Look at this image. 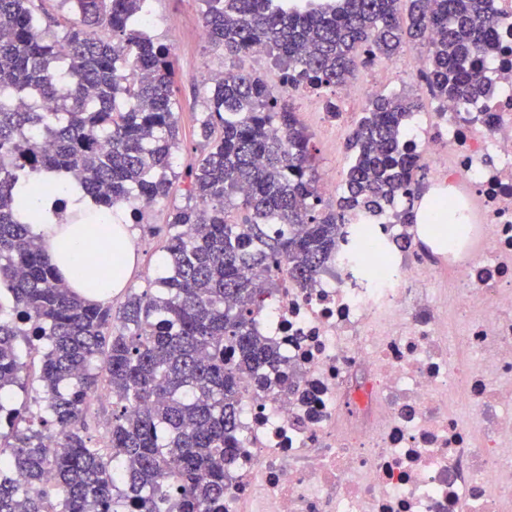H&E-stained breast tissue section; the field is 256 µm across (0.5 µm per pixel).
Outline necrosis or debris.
Instances as JSON below:
<instances>
[{
  "mask_svg": "<svg viewBox=\"0 0 512 512\" xmlns=\"http://www.w3.org/2000/svg\"><path fill=\"white\" fill-rule=\"evenodd\" d=\"M485 100L440 104L405 145L424 225L349 215L330 270L281 277L254 318L282 362L240 381L224 512H503L512 504V0Z\"/></svg>",
  "mask_w": 512,
  "mask_h": 512,
  "instance_id": "1",
  "label": "necrosis or debris"
}]
</instances>
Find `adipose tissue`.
<instances>
[{"mask_svg": "<svg viewBox=\"0 0 512 512\" xmlns=\"http://www.w3.org/2000/svg\"><path fill=\"white\" fill-rule=\"evenodd\" d=\"M14 195L36 212L32 229L70 288L100 302L125 287L135 247L123 207L110 211L108 223H86V215L97 209L94 199L74 181L51 172L20 182Z\"/></svg>", "mask_w": 512, "mask_h": 512, "instance_id": "obj_1", "label": "adipose tissue"}]
</instances>
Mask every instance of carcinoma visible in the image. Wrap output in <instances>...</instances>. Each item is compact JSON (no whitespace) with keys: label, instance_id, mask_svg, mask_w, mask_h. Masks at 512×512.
I'll use <instances>...</instances> for the list:
<instances>
[{"label":"carcinoma","instance_id":"cac0c4a2","mask_svg":"<svg viewBox=\"0 0 512 512\" xmlns=\"http://www.w3.org/2000/svg\"><path fill=\"white\" fill-rule=\"evenodd\" d=\"M43 2L0 0V286L10 297L0 301V512H215L237 444L240 380L264 382L279 359L254 314L281 273L310 284L324 271L347 214L392 207L411 189L418 155L400 136L420 101L373 96L336 206L324 207L296 113L261 78L224 74L198 119L207 152L187 165L188 202L166 225L165 264L108 333L111 308L62 282L14 189L55 172L106 209L165 198L177 73L170 48L138 28L149 0H58L75 16L65 27ZM203 2L209 43L230 55L264 44L291 90L334 87L378 56L397 57L407 40L426 45L436 98L470 104L492 90L494 0ZM116 43L128 76L117 73ZM38 98L61 100L59 111H38ZM36 131L54 147L41 149ZM26 352L42 357L36 386ZM100 356L112 422L94 444L85 410ZM31 391L41 415L11 404Z\"/></svg>","mask_w":512,"mask_h":512}]
</instances>
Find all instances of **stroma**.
Wrapping results in <instances>:
<instances>
[{
	"label": "stroma",
	"mask_w": 512,
	"mask_h": 512,
	"mask_svg": "<svg viewBox=\"0 0 512 512\" xmlns=\"http://www.w3.org/2000/svg\"><path fill=\"white\" fill-rule=\"evenodd\" d=\"M203 10L201 0L151 2L153 25L150 35L154 41L171 48L179 76L176 99L180 164L176 177L171 180L167 198L161 200L158 207L143 212L138 224L131 227L136 262L130 271L127 290L114 293L108 300L109 306L116 313L122 309L128 289L148 287L158 277L164 257L165 229L171 212L187 201L189 180L186 166L204 152L197 119L207 107L209 87L197 80L199 70L208 67L260 77L266 82L272 98L288 101L302 125L311 134L317 148L315 169L318 178L343 181L351 163L347 142L364 113L368 95L339 101L338 117H329L324 112L325 100L333 96V89L328 88L318 94H285L274 59L260 61L247 53L228 55L199 41L196 32L201 25ZM424 54L422 46L413 42L406 43L397 58L378 59L359 68L354 80L362 86L376 83L378 92L384 94H403L410 83H417L416 96L422 103V113L434 112L439 106L438 99L432 95L426 81L418 80L412 70L413 61Z\"/></svg>",
	"instance_id": "obj_1"
}]
</instances>
